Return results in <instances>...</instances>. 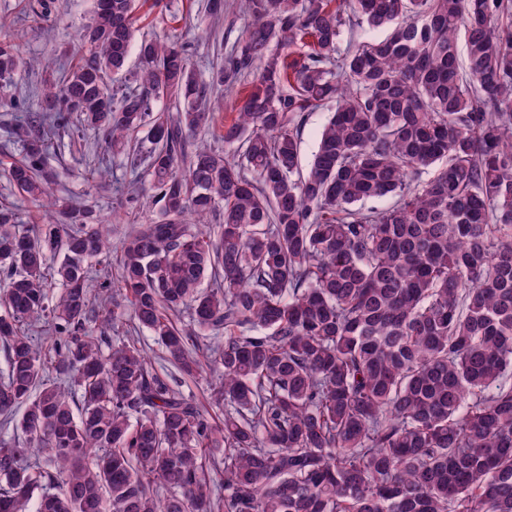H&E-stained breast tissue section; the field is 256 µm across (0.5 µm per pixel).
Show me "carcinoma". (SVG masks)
I'll return each mask as SVG.
<instances>
[{"instance_id":"carcinoma-1","label":"carcinoma","mask_w":512,"mask_h":512,"mask_svg":"<svg viewBox=\"0 0 512 512\" xmlns=\"http://www.w3.org/2000/svg\"><path fill=\"white\" fill-rule=\"evenodd\" d=\"M228 5L244 27L209 79L144 39L127 91L108 77L137 0H97L79 61L11 128L9 182L46 217L0 205V423L23 410L0 512H512V0L209 11ZM364 25L386 34L344 42ZM32 66L1 34L0 85ZM239 85L224 146L197 142L215 88ZM69 125L110 149L143 133L126 203L158 219L124 238L110 304L90 276L110 225L45 165ZM129 326L210 376L214 415ZM328 117L327 108H319L309 113L302 129V160L306 163L316 149L319 134ZM132 334H133V336L140 337L141 346L148 353L149 357L151 358L153 367L158 372L165 373L168 375H172L176 378H179L180 375H179L178 371L173 366H171L170 364H168L162 360L161 347L157 343H155L154 338L152 336H150L147 331L144 330V331L139 332L137 330V333H135L132 330Z\"/></svg>"}]
</instances>
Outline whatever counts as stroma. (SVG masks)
Here are the masks:
<instances>
[{
    "instance_id": "1",
    "label": "stroma",
    "mask_w": 512,
    "mask_h": 512,
    "mask_svg": "<svg viewBox=\"0 0 512 512\" xmlns=\"http://www.w3.org/2000/svg\"><path fill=\"white\" fill-rule=\"evenodd\" d=\"M56 5L43 18L29 8V0H0V33L14 34L23 57L36 58L35 69H21L12 87L0 88V203L16 207L27 214L30 205L10 184L8 169L19 156V148L9 140L14 117L32 108L46 74L61 75L64 68L77 61L81 51L80 35L94 9V0H55ZM208 0H162L161 4L139 11L136 38L168 34L188 43L193 67L201 77H208L212 67L221 64L229 49L228 34H239L244 22L232 10L221 19L210 17ZM123 155L105 151L101 134L82 127L57 137L47 155V164L61 175L54 187L59 196L89 199L97 213L111 226L109 252L119 257L121 243L138 225L155 219L149 208L127 209L117 183L128 182ZM99 167L109 175L95 188H87L84 170Z\"/></svg>"
}]
</instances>
